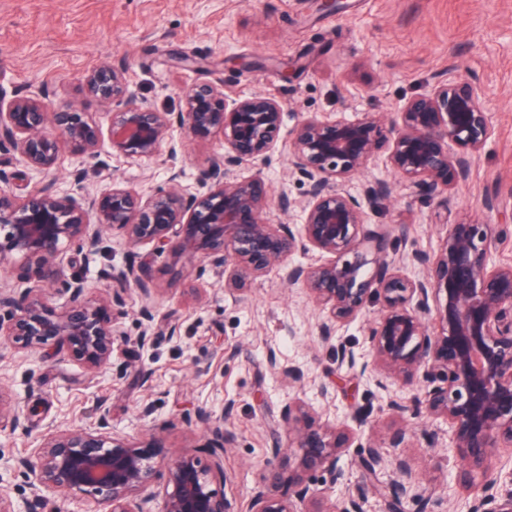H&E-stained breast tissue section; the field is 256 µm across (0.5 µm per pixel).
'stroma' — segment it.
Listing matches in <instances>:
<instances>
[{
	"label": "stroma",
	"mask_w": 512,
	"mask_h": 512,
	"mask_svg": "<svg viewBox=\"0 0 512 512\" xmlns=\"http://www.w3.org/2000/svg\"><path fill=\"white\" fill-rule=\"evenodd\" d=\"M341 11H326L321 0H0V93L13 96L48 89L49 103L68 105L99 124L112 122L111 104L92 95L84 82L94 66L107 62L126 76V94L161 112L178 110L193 84L220 80L231 96L266 94L284 103L285 113L272 158L240 166L236 174H262L274 191L295 199L304 180L289 172L288 145L298 123L318 114L354 119L390 112L428 92L449 71L474 77L492 120V136L467 180L449 196L429 194L393 172L386 151L352 177L348 190L365 198L376 182L391 188L388 198L367 207L372 224H406V244L396 253L439 252L449 224L467 215L500 224L512 216V0H341ZM176 156L129 160L102 141L96 158L62 151L51 172L32 171L15 155L0 153L10 175L6 191L25 196L35 189L81 198L83 189L103 191L121 182L148 198L168 187V167L182 168L191 194L208 188L205 173L224 140H194L174 131ZM88 174L85 186L75 171ZM494 209H486V199ZM104 249L64 246L60 280L47 293L56 304L66 283L80 279L88 295L111 288L110 273L124 268L129 253L151 276L149 301L127 291L112 310L127 342L115 351V365L127 370L89 374L71 358H51L0 347V383L18 397L24 427L0 432V451L24 454L45 437L97 422L95 408L106 401L107 430L133 442L159 439L175 452L204 443L188 414L203 408L226 413L233 437L224 467L234 476L224 488L248 512L254 488L275 440L285 438L281 414L288 401L303 398L316 409V423L348 421L360 409L369 425L358 430L339 461V476L317 472L313 487L325 489L329 504L355 496L363 479L358 460L369 444L403 431L396 455L409 459L415 479L433 491L428 512H468L470 492L456 479L448 452L447 421L426 414L425 390L388 380L378 388L357 371L337 369L336 343L347 344L357 361L370 351L368 325L380 316L370 305L363 318L339 327L335 343L318 337V308L306 292L272 271L232 297L224 276L208 262L182 266L153 245L130 247L121 233L104 236ZM155 321L145 324L142 304ZM177 333H169L167 317ZM146 345H139L140 336ZM298 367L291 384L276 365ZM329 387L330 397L320 395ZM400 401L404 414L390 408Z\"/></svg>",
	"instance_id": "stroma-1"
}]
</instances>
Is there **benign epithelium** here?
Listing matches in <instances>:
<instances>
[{
	"label": "benign epithelium",
	"instance_id": "1",
	"mask_svg": "<svg viewBox=\"0 0 512 512\" xmlns=\"http://www.w3.org/2000/svg\"><path fill=\"white\" fill-rule=\"evenodd\" d=\"M85 82L93 95L115 108L108 130L113 152L131 160L155 156L178 129L201 140L222 134L224 153L211 160L206 173L210 187L202 195L183 191V170L173 165L169 191L146 200L117 182L106 191L86 192L81 203L45 190L20 198L0 188V268L20 261L34 283L19 293L0 291V338L18 352L65 353L93 374L114 369L113 353L126 336L112 319V306L129 287L145 299L154 291L136 256L116 274L120 287L98 299L88 298L79 280L69 285L62 306L44 292L62 274V246H98L108 231H120L132 246L166 247L177 263L208 261L224 272V293L233 296L280 268L288 285L306 290L326 310L318 322L324 342L334 338L337 325L380 303L381 316L369 328L373 364L362 370L372 368L382 388L390 378L419 382L427 413L448 420V452L459 459V480L479 474L490 490L495 449L512 447V265L491 262L498 231L493 224L460 221L451 225L439 253L413 251L396 259L388 251L389 241L407 238L408 225L367 224L364 206L344 189L383 142L390 167L432 194L466 180L492 135L477 83L454 75L393 112L354 120L305 118L288 145L290 172L307 182L305 199L296 201L285 192L274 195L259 175H234L242 164L268 161L275 152L284 115L277 98H233L224 93L223 83L205 81L188 90L180 111L159 112L127 97L122 70L110 64L91 70ZM102 139V128L85 113L73 106L51 110L42 91L8 102L0 95V151L18 154L35 171L51 170L66 148L94 158ZM450 142L458 148L453 155ZM273 206L284 213L300 209L302 223H270L267 212ZM307 246L329 259L312 266L288 262ZM408 265L422 267L423 275H402ZM432 298L437 302L436 333L424 322ZM99 412L98 429L53 434L29 454L0 453V467L26 478L31 498L25 512L43 508L42 489L98 500L107 512H152L150 504L158 497L163 512H237L224 494L231 480L224 449L232 442L224 415L205 409L195 414V423L208 435L204 450L210 461L204 463L189 453L170 456L157 439L140 444L104 432L105 403ZM307 419L301 401L288 403L282 412L291 447L299 450L294 480L301 500L310 494L307 476L336 471L351 440L344 424L315 428ZM21 425L20 402L0 387V431L14 432ZM383 448L381 443L366 448L361 467L373 480L387 468L398 475L378 485L389 512H402L405 501L424 502L409 460L387 456ZM281 451L278 442L270 449L250 512H292L264 491L279 476ZM160 460L166 462L167 479L158 486ZM471 512H512V494L498 499L485 493Z\"/></svg>",
	"mask_w": 512,
	"mask_h": 512
}]
</instances>
